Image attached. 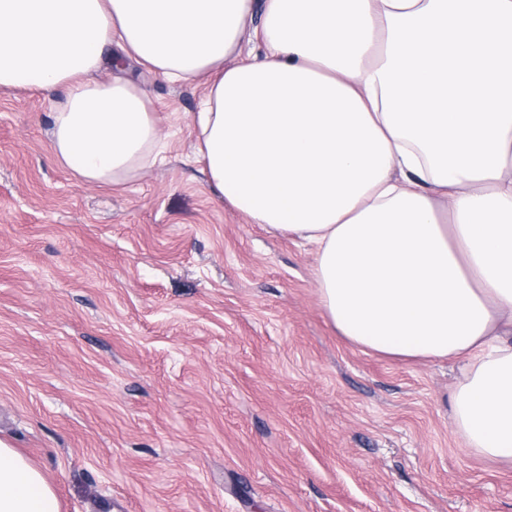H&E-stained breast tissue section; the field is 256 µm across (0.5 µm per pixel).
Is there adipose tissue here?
<instances>
[{
    "label": "adipose tissue",
    "mask_w": 512,
    "mask_h": 512,
    "mask_svg": "<svg viewBox=\"0 0 512 512\" xmlns=\"http://www.w3.org/2000/svg\"><path fill=\"white\" fill-rule=\"evenodd\" d=\"M205 81L190 124L211 187L313 245L338 336L461 361L451 417L512 459V0H0V88L64 89L56 158L117 184L160 153L113 47ZM0 512H60L0 443Z\"/></svg>",
    "instance_id": "adipose-tissue-1"
}]
</instances>
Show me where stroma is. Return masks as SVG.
<instances>
[{"instance_id":"1","label":"stroma","mask_w":512,"mask_h":512,"mask_svg":"<svg viewBox=\"0 0 512 512\" xmlns=\"http://www.w3.org/2000/svg\"><path fill=\"white\" fill-rule=\"evenodd\" d=\"M164 147L115 185L55 157L58 90H0V442L61 512H512L450 419L452 360L338 336L314 250L213 193L205 94L132 61Z\"/></svg>"}]
</instances>
